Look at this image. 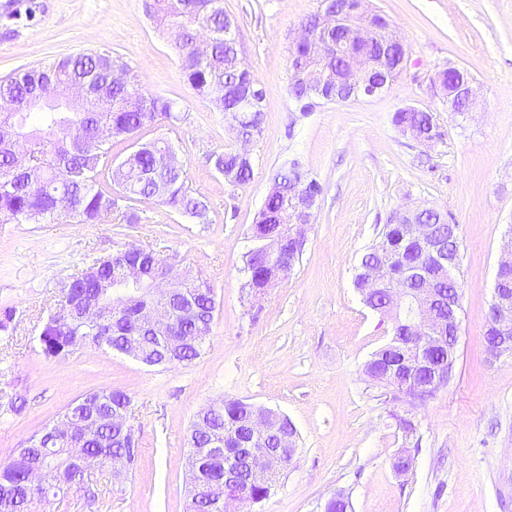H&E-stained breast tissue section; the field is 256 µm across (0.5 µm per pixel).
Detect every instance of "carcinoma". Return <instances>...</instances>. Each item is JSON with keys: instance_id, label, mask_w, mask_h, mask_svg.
I'll return each mask as SVG.
<instances>
[{"instance_id": "cac0c4a2", "label": "carcinoma", "mask_w": 512, "mask_h": 512, "mask_svg": "<svg viewBox=\"0 0 512 512\" xmlns=\"http://www.w3.org/2000/svg\"><path fill=\"white\" fill-rule=\"evenodd\" d=\"M195 6L187 7L186 0H145V9L159 24L170 30L181 27L190 32L204 28L215 51V58L200 61L186 42H174L180 59L184 80L199 96L219 112L227 111L224 91L218 83H240L251 75L245 64L224 68V28L232 23L224 14L222 0H194ZM118 66L127 74L120 86H112L107 75ZM96 80L102 93L94 108L83 109L76 103L56 107L50 96L57 85ZM7 93L13 109L0 111V223L40 224L47 221L74 220L77 224H98L113 212L121 211L126 224L141 220L139 205L154 202L181 216L190 217L206 211L207 204L186 189L182 169L159 174V157L172 151V146L159 139L140 142L122 158L117 169L109 165L112 146L132 140L148 131L155 124L166 122L175 125L181 120L174 100L147 93L138 75L125 63L112 58L108 51H93L76 56H64L37 68L24 69L0 79V94ZM425 112L398 110L393 116L396 126H419L426 121ZM106 128L111 136L95 156H84L71 146L72 130ZM21 132L29 133L33 148L27 159L20 162L11 153L9 144ZM214 169L224 174V164L234 162L235 183L244 184L253 176L255 161L234 159L233 151L212 157ZM119 187V194L112 193L111 184ZM288 198L277 191H268L263 206L255 216V225L272 224L284 215ZM422 220L437 225L439 231L459 243L457 225L435 210H428ZM407 224H389L382 238L362 255L354 276V287L361 289L363 267L372 262H382L394 271L404 266H422L434 271L430 254L410 234ZM138 263H161L163 259L150 248L128 245L107 256L96 259L80 274L73 277L68 287L61 289V303L69 301L94 302L103 296L104 289L112 285V266L121 260ZM243 272L245 287L252 289L274 276L255 263L254 252L245 253ZM196 298V320L187 327L203 337L211 334L215 321L213 293L210 288H190ZM144 304L131 300L121 315L112 318V335L97 336L93 326L63 320L51 314L44 322L39 337L41 353L51 359L64 358L87 344L105 346L112 351L126 348L131 340L138 339L137 327L142 322ZM89 403L100 410L109 411L132 406L127 393L118 389L94 391L82 395L56 418L62 423ZM222 407L198 431L195 445L190 447V490L186 512H213L212 503H224V459L205 460L201 449L209 443L215 432H234L242 426L248 403L238 399H224ZM82 451L96 454L107 460L114 453H126L131 465L138 463L139 436L132 435L124 448L112 447V431L103 428L92 432L81 444ZM70 449L65 444L54 448H27V454L15 449L11 460L0 465V512H20L16 500L27 502L26 512H36L45 495L57 496L75 488L87 491L81 478L73 477L67 468ZM44 464L53 475L65 479L52 480L44 488H35L24 482L27 459Z\"/></svg>"}]
</instances>
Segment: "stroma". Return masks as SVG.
<instances>
[{"mask_svg":"<svg viewBox=\"0 0 512 512\" xmlns=\"http://www.w3.org/2000/svg\"><path fill=\"white\" fill-rule=\"evenodd\" d=\"M245 63L265 91L251 180L229 183L212 155L237 148L232 118L184 81L178 55L143 0H0V76L54 58L109 50L148 93L174 100L169 140L201 219L145 206L137 224L0 223V308L16 311L0 336V463L81 395L119 389L132 399L141 458L122 483L98 468L82 492L38 512H185L187 436L200 410L238 398L287 416L297 452L260 512H323L332 496L351 512H512V354L487 356L483 326L498 262L512 244V0H369L409 47L413 67L387 91L301 111L289 92V46L319 0H223ZM474 79L472 112L448 111L431 85L442 66ZM433 114L441 137L404 136L394 113ZM295 159L323 187L293 272L258 299L240 269L272 177ZM433 208L458 227L460 341L450 383L410 407L364 372L391 325L353 286L362 254L393 213ZM176 258L216 292L218 314L201 357L150 368L93 345L63 359L38 346L43 319L67 278L128 245ZM25 399L21 412L12 404ZM410 420L406 433L400 419ZM413 458L404 475L393 468Z\"/></svg>","mask_w":512,"mask_h":512,"instance_id":"1","label":"stroma"}]
</instances>
